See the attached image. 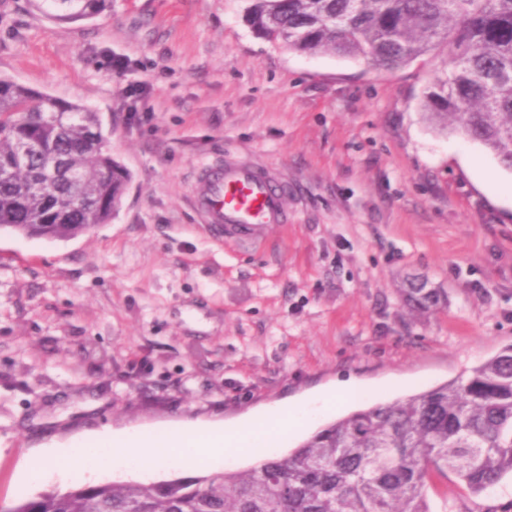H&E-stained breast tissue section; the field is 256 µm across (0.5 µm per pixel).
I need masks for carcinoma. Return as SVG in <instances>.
I'll return each mask as SVG.
<instances>
[{
    "mask_svg": "<svg viewBox=\"0 0 512 512\" xmlns=\"http://www.w3.org/2000/svg\"><path fill=\"white\" fill-rule=\"evenodd\" d=\"M58 24L111 0H32ZM248 24L298 52L361 56L397 69L442 48L446 69L423 109L512 170V0H247ZM31 146L28 157L22 150ZM131 174L99 116L0 77V231L69 240L107 224ZM84 206L72 209L69 198ZM427 309L445 297L410 283ZM453 474L480 495L512 475V346L464 376L357 410L287 455L248 469L150 483L77 484L6 512H431L426 491Z\"/></svg>",
    "mask_w": 512,
    "mask_h": 512,
    "instance_id": "carcinoma-1",
    "label": "carcinoma"
}]
</instances>
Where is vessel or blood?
Segmentation results:
<instances>
[{
	"mask_svg": "<svg viewBox=\"0 0 512 512\" xmlns=\"http://www.w3.org/2000/svg\"><path fill=\"white\" fill-rule=\"evenodd\" d=\"M287 196V184L265 168L227 162L200 168L194 204L214 237L256 243L271 226L287 223Z\"/></svg>",
	"mask_w": 512,
	"mask_h": 512,
	"instance_id": "b4317fda",
	"label": "vessel or blood"
}]
</instances>
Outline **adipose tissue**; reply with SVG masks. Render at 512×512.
<instances>
[{
  "mask_svg": "<svg viewBox=\"0 0 512 512\" xmlns=\"http://www.w3.org/2000/svg\"><path fill=\"white\" fill-rule=\"evenodd\" d=\"M334 398L328 394L318 395L305 402L293 405H275L255 414L243 425L182 423L167 432V444H157L154 437L130 432L121 436L103 433L83 441L78 451L67 448H51L46 458L54 460L57 470L68 472L75 467L114 466L136 464L143 468L159 462L178 460L182 441H191V454L199 461H210L221 454L239 452L247 441L251 429L271 423H282L299 417L310 420L319 411L329 408Z\"/></svg>",
  "mask_w": 512,
  "mask_h": 512,
  "instance_id": "adipose-tissue-1",
  "label": "adipose tissue"
}]
</instances>
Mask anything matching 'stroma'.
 <instances>
[{
	"mask_svg": "<svg viewBox=\"0 0 512 512\" xmlns=\"http://www.w3.org/2000/svg\"><path fill=\"white\" fill-rule=\"evenodd\" d=\"M246 0H112L57 24L0 0V77L97 112L131 179L65 241L0 231V512L90 483L22 484L42 448L106 430L241 423L321 392L334 410L268 434L279 457L362 406L457 378L512 344V171L422 108L439 53L386 70L256 34ZM235 160L288 185V221L217 242L191 203ZM423 281L447 303L416 309ZM433 512L512 500L456 478Z\"/></svg>",
	"mask_w": 512,
	"mask_h": 512,
	"instance_id": "35a3bbf8",
	"label": "stroma"
}]
</instances>
